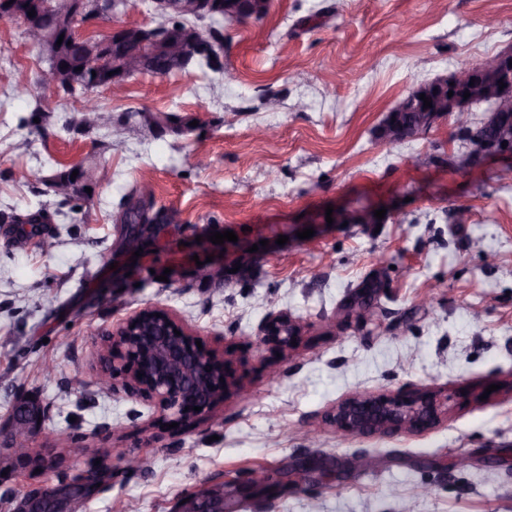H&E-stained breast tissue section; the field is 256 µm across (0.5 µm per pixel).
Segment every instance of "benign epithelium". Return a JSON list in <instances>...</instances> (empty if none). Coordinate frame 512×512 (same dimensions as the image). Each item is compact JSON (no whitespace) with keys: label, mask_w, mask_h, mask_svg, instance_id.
<instances>
[{"label":"benign epithelium","mask_w":512,"mask_h":512,"mask_svg":"<svg viewBox=\"0 0 512 512\" xmlns=\"http://www.w3.org/2000/svg\"><path fill=\"white\" fill-rule=\"evenodd\" d=\"M154 12L170 22L180 15L195 11L221 16L228 14L238 23L253 21L243 12L222 6V0H153ZM81 0L73 4L63 3L55 8V17L46 22L45 13L38 0L27 4L26 10L35 11L27 23V36L35 43L44 44L46 31L59 33L73 28L76 21L85 18L92 27H103L116 10L114 0H94L93 6L82 12ZM156 29H149L148 39L157 43V50L168 58L187 59L195 55L197 38H186L179 34L165 40L153 36ZM106 51H97V56L83 60V84L85 97L93 101L91 93L95 83L89 80L92 72L105 65L119 66L125 71L145 70L152 67L147 57L129 51L115 55L111 40L104 42ZM512 49L502 51L482 60L476 65L462 64L451 77L438 78L423 84L408 93L384 122L387 141L404 139L406 130L392 121L405 111L421 113L417 133L425 132L436 125L441 117L455 118L456 126L462 129L471 124L470 112L474 103L482 98L490 105L491 116L488 125L499 124L506 114L504 105L512 102ZM506 87L499 88V83ZM453 96H448V92ZM470 92L464 97V92ZM432 100V107H424L420 94ZM507 147H502V143ZM482 152H507L512 156V121L502 127L491 139L477 141ZM181 335H176L175 331ZM303 326L287 313H272L260 327V340L271 346L274 353L284 354L296 348L292 341L300 340ZM198 337L181 324L166 308L146 307L112 331V342L107 352L109 370L102 374V380L112 385V391H124L139 396L154 404L167 423L176 422L185 428L205 419L218 405L224 402L234 387L230 365L224 357L207 348H198ZM143 377H138V374ZM450 395L428 388H418L406 395L389 396L357 392L339 402L327 415L329 424L342 434L390 433L397 431H421L437 424L447 412ZM201 411L196 412L192 407ZM44 407L36 396L21 395L16 400V418L22 428L35 441L43 438ZM51 458L42 455L15 457L13 467L24 470L45 469ZM104 469L101 464L81 472L83 492L92 497L98 493L95 474ZM302 472L309 480L322 478L324 470L300 461L292 468L283 470L279 486L286 487L296 473ZM178 512H224L222 494L202 492L193 495L183 503Z\"/></svg>","instance_id":"7a95c632"}]
</instances>
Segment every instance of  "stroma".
I'll return each instance as SVG.
<instances>
[{
  "instance_id": "stroma-1",
  "label": "stroma",
  "mask_w": 512,
  "mask_h": 512,
  "mask_svg": "<svg viewBox=\"0 0 512 512\" xmlns=\"http://www.w3.org/2000/svg\"><path fill=\"white\" fill-rule=\"evenodd\" d=\"M327 11L335 26H322ZM219 26L236 80L197 67L132 77L121 97L94 92L112 123L89 131L81 98L17 94L46 63L22 24L0 26V433L33 393L44 431L72 436L62 472L108 446L147 459L132 474L110 459L111 482L82 512H173L181 495L307 458L344 471L342 485L260 494L247 512H512V393L451 398L422 432L345 435L324 421L359 391L512 381V158L486 157L449 116L399 142L379 136L409 91L512 48V0H273L264 22ZM144 107L182 124L128 134ZM86 163L63 207L25 178ZM145 183L162 217L134 261L123 213ZM381 208L380 224L364 222ZM226 230L237 242L210 241ZM206 257L210 281L195 275ZM371 282L369 305L343 317ZM152 305L241 378L179 432L150 403L92 385L101 332ZM274 309L307 333L271 378L258 336ZM462 452L471 466L453 468ZM422 483L430 494L412 497Z\"/></svg>"
}]
</instances>
